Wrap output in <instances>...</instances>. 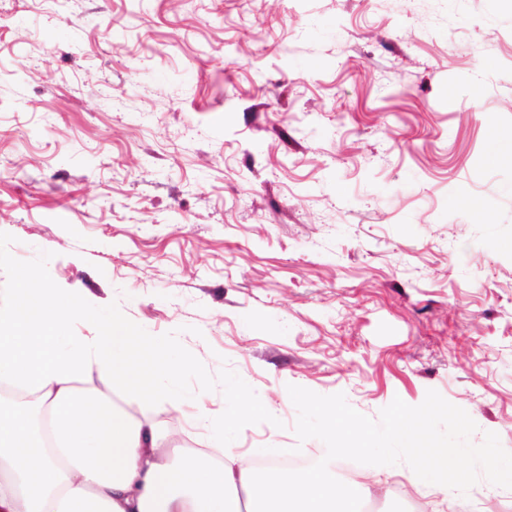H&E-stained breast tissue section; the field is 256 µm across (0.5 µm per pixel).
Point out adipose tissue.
Masks as SVG:
<instances>
[{"label": "adipose tissue", "mask_w": 512, "mask_h": 512, "mask_svg": "<svg viewBox=\"0 0 512 512\" xmlns=\"http://www.w3.org/2000/svg\"><path fill=\"white\" fill-rule=\"evenodd\" d=\"M96 303L87 289L32 273L0 288V384L35 396L48 414L41 438L20 410L0 407V512H357L325 464L296 478L274 466L260 475L243 455L160 447L129 404L163 397L179 414L188 401L205 424L206 396L184 398L189 363L169 338ZM389 435L423 470L410 488L425 483L448 496L466 482L422 416Z\"/></svg>", "instance_id": "ef3b65f1"}]
</instances>
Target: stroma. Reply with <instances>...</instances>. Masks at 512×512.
<instances>
[{"label": "stroma", "mask_w": 512, "mask_h": 512, "mask_svg": "<svg viewBox=\"0 0 512 512\" xmlns=\"http://www.w3.org/2000/svg\"><path fill=\"white\" fill-rule=\"evenodd\" d=\"M496 135L512 0H0V288L34 269L170 337L241 453L323 449L292 385L371 418L434 390L512 448ZM409 471L381 467L378 512L512 510L482 479L406 493Z\"/></svg>", "instance_id": "stroma-1"}]
</instances>
